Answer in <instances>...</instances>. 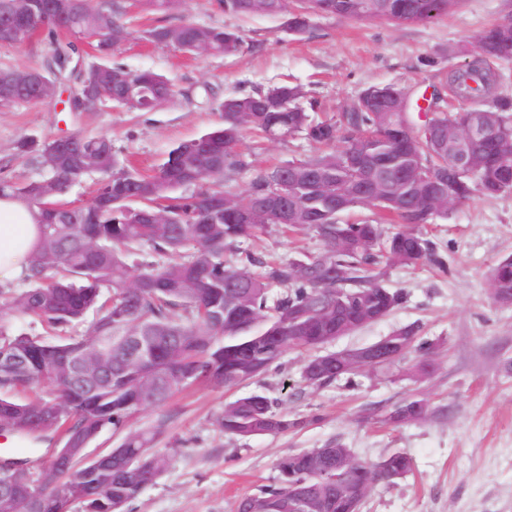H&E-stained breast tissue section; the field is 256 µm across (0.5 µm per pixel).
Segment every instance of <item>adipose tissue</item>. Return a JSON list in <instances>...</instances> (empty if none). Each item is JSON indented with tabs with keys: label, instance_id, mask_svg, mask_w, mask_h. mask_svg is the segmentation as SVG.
I'll use <instances>...</instances> for the list:
<instances>
[{
	"label": "adipose tissue",
	"instance_id": "obj_1",
	"mask_svg": "<svg viewBox=\"0 0 512 512\" xmlns=\"http://www.w3.org/2000/svg\"><path fill=\"white\" fill-rule=\"evenodd\" d=\"M39 244L31 212L20 202L0 199V286L19 280Z\"/></svg>",
	"mask_w": 512,
	"mask_h": 512
}]
</instances>
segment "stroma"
I'll list each match as a JSON object with an SVG mask.
<instances>
[{
    "label": "stroma",
    "mask_w": 512,
    "mask_h": 512,
    "mask_svg": "<svg viewBox=\"0 0 512 512\" xmlns=\"http://www.w3.org/2000/svg\"><path fill=\"white\" fill-rule=\"evenodd\" d=\"M124 3L125 20L137 36L113 61L133 73L164 75L176 91L173 101L150 112L105 107L75 114L61 111L55 97L34 106L0 107V177L44 178V169L18 155L17 141L51 140L77 130L108 136L118 164L151 174L176 144L220 124L217 106L224 98L288 82L303 88L304 105L318 120L346 111L374 85H398L416 100L440 69L467 61L481 31L512 15V0H459L429 24L315 15L304 33L294 34L286 16L239 18L224 13L217 0H182L167 13L144 11L137 0ZM186 20L240 31L241 51L195 57L143 36L155 25ZM240 150L250 164L237 177L242 185L253 169L313 155L316 147L299 137L259 145L248 135ZM422 232L434 244L436 261L386 268L383 280L404 293L403 302L335 346L361 347L416 323L437 347L430 375L414 378L403 362L311 389L301 381L305 354L290 351L279 368L242 385L190 386L132 420L135 429L163 425L154 446L174 454L127 512H234L239 497L276 477L280 458L334 446L371 462L400 448L414 460L406 477L375 486L361 512H512V306L492 302L487 278L499 259L512 255V192L478 193L448 205ZM241 247L283 262L322 249L313 235L289 236L275 228ZM252 392L280 399L289 418L313 415L317 421L278 436L224 433L218 419L225 405ZM411 395L429 399L431 419L383 425L391 406Z\"/></svg>",
    "instance_id": "1"
}]
</instances>
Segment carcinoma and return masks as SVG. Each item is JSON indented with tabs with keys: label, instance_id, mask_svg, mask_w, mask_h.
Masks as SVG:
<instances>
[{
	"label": "carcinoma",
	"instance_id": "cac0c4a2",
	"mask_svg": "<svg viewBox=\"0 0 512 512\" xmlns=\"http://www.w3.org/2000/svg\"><path fill=\"white\" fill-rule=\"evenodd\" d=\"M27 36L4 39L0 44L21 48L43 30L53 36L64 31L87 41L94 61L76 68L72 92L75 112H90L111 104L129 112H145L141 102L112 98L103 75L123 67L112 56L133 36L123 20L119 0H75L76 9L66 15L41 8L42 0H27ZM224 13L238 17L288 16V30L302 33L313 15L339 14L355 21L386 20L396 23H431L448 13L459 0H218ZM181 0H140L143 10L166 13ZM156 44L184 46L199 41L207 54L233 55L241 47L239 32L185 21L176 26L156 25L144 31ZM501 46L491 61L512 63V34L493 25L484 30L475 47L486 42ZM80 56L75 42L57 46L54 65L43 69L52 82L67 79L65 69ZM500 74L461 67L451 74L438 73L439 83L450 82L462 104L441 117L449 122L461 113L486 106L478 88L488 77ZM148 89L161 94L155 107L169 102L170 82L150 70L132 75ZM301 87L284 83L266 91L227 97L218 105L223 123L205 134L179 142L159 169L149 175L132 165L117 166L112 141L75 131L63 142L79 153L56 157L48 147L57 140L38 143L23 138L17 152L49 172V176L25 183L0 178V198L26 205L40 228V244L22 277L23 288L0 289V355L27 358L17 371L0 361V413L5 423L21 436L38 441L51 431L62 430V447L78 448L106 428L122 434L117 448L133 459L125 468L112 462L106 470L89 463L62 473L52 457L35 469L18 459L3 460L23 476L31 470L41 477L40 492L28 512H125V506L169 467L171 452L153 448L162 428L132 430L130 422L141 410L166 403L180 390L194 384L232 387L268 372L288 350L311 352L304 364L318 361L320 349L387 317L403 300V293L386 287L380 269L404 265L417 267L434 255L432 242L416 231L442 213L422 204L412 188L391 183L389 190L373 198L351 191L362 172L349 166V155L374 153L391 161L405 156L398 135L407 128L403 115L374 112L358 99L337 118L315 121L301 106ZM42 97L26 88L0 96L1 107L36 105ZM248 132L271 141L304 136L319 151L287 162L293 171L289 193L303 203L300 214L284 223L274 213L254 222L243 220L240 208L255 199L270 168L255 170L244 186L235 175L249 167L239 146ZM413 154L438 168L448 164V153L435 149L423 136L414 137ZM93 173H103L96 194L85 206L68 212L64 219L43 209L42 190L56 189V197ZM191 189L183 195L181 190ZM512 192V125L505 128L497 150L475 169L448 184V203H461L474 194L489 196ZM343 197L342 207L328 203ZM357 209L367 215L347 216ZM135 210L164 216L163 224H136ZM399 226L389 232L386 225ZM278 226L284 231L311 232L322 251L303 260H267L254 253L242 254L239 243ZM158 257L129 271L127 259L144 250ZM490 282L512 290V256L499 260ZM283 288L271 296V288ZM350 304L366 317L336 320V304ZM94 313L85 333L75 328ZM31 317L47 335L13 328L11 318ZM417 324L388 335L400 352L384 360L389 367L412 352L423 357L416 365L429 373L432 344L419 336ZM112 342L103 351L110 375L86 387L65 373L75 352L104 337ZM137 336L151 346L154 357L135 363L127 337ZM353 351L342 363L325 360L305 379L312 387L357 374L352 369ZM33 385L46 387L51 399L35 397L22 403L10 393ZM429 401L417 395L397 402L385 415L387 426L427 422ZM304 422L288 418L277 409V400L254 393L224 406L220 426L226 433L248 437L282 435ZM273 483L240 498L235 512H360L365 489L379 482L392 483L413 470L412 456L389 451L379 462L368 463L350 448H313L281 458ZM303 483L304 499L294 484Z\"/></svg>",
	"mask_w": 512,
	"mask_h": 512
}]
</instances>
